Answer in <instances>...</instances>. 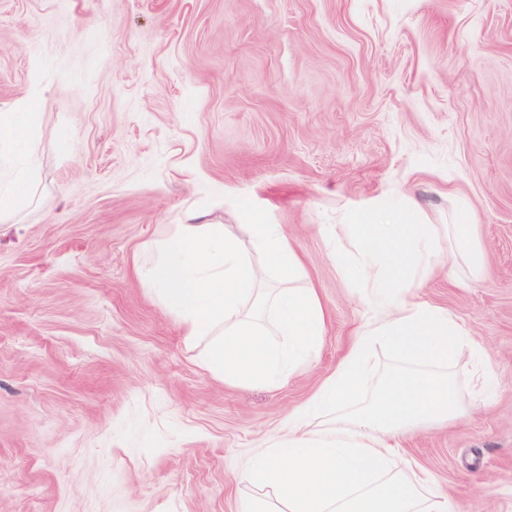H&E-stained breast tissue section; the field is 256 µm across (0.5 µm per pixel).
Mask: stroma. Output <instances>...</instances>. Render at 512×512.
Masks as SVG:
<instances>
[{
    "label": "stroma",
    "mask_w": 512,
    "mask_h": 512,
    "mask_svg": "<svg viewBox=\"0 0 512 512\" xmlns=\"http://www.w3.org/2000/svg\"><path fill=\"white\" fill-rule=\"evenodd\" d=\"M32 103L29 200L0 223V512H244L238 475L370 315L337 250L394 198L480 229L487 272L437 267L494 402L395 438L460 512H512V0H0V113ZM265 209L327 316L286 384H225L144 288L191 211Z\"/></svg>",
    "instance_id": "stroma-1"
}]
</instances>
